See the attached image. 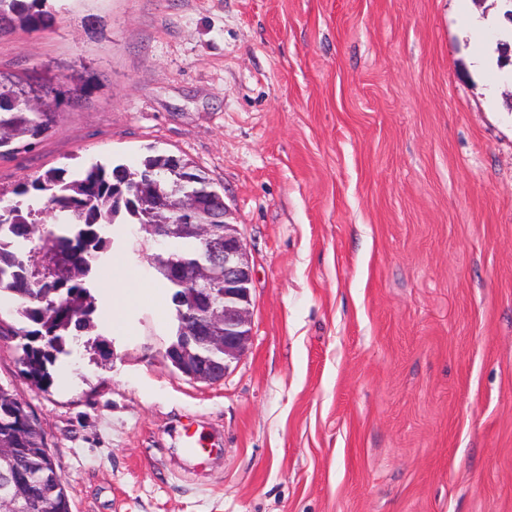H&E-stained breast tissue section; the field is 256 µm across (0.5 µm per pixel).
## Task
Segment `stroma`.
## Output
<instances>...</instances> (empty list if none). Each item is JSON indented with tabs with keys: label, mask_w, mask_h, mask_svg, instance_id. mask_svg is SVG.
Returning a JSON list of instances; mask_svg holds the SVG:
<instances>
[{
	"label": "stroma",
	"mask_w": 512,
	"mask_h": 512,
	"mask_svg": "<svg viewBox=\"0 0 512 512\" xmlns=\"http://www.w3.org/2000/svg\"><path fill=\"white\" fill-rule=\"evenodd\" d=\"M0 72L90 93L0 189L93 162H194L253 270L222 381L164 356L149 234L110 224L94 312L42 388L11 389L72 512H512V0H48ZM196 422L221 457L178 446Z\"/></svg>",
	"instance_id": "35a3bbf8"
}]
</instances>
